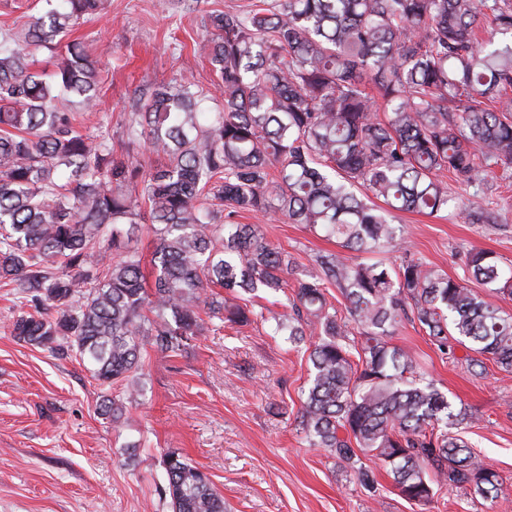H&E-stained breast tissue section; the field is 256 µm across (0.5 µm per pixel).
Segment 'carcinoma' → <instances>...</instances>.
<instances>
[{"instance_id":"cac0c4a2","label":"carcinoma","mask_w":512,"mask_h":512,"mask_svg":"<svg viewBox=\"0 0 512 512\" xmlns=\"http://www.w3.org/2000/svg\"><path fill=\"white\" fill-rule=\"evenodd\" d=\"M98 2L59 0L24 37L0 32V288L25 301L12 336L60 343L133 398L146 346L181 352L208 319L270 322L293 344L311 327L300 419L314 446L368 491L375 478L360 455L376 458L418 504L439 481L498 493L497 472L448 431L466 416L387 337L406 319L441 354L460 345L512 372V313L403 250V227L373 199L435 216L448 210L447 174L477 187L512 167V0H261L212 14L201 51L224 88L219 110L205 111L189 80L159 86L117 149L75 129L71 97L87 112L98 105V59L62 45ZM62 47L51 75L30 68L33 52ZM143 136L166 157L149 173L130 161ZM242 212L321 230L343 251L316 254L297 277L287 251L235 221ZM467 215L492 222L477 190ZM141 221L156 239L150 285L117 228ZM388 251L401 252L393 266L351 256ZM464 265L512 295V267L492 254L470 249ZM291 276L289 314L216 292L276 294ZM331 286L350 320L328 304ZM98 410L116 423L123 406L106 397ZM163 463L172 512H225L198 467L176 452Z\"/></svg>"}]
</instances>
